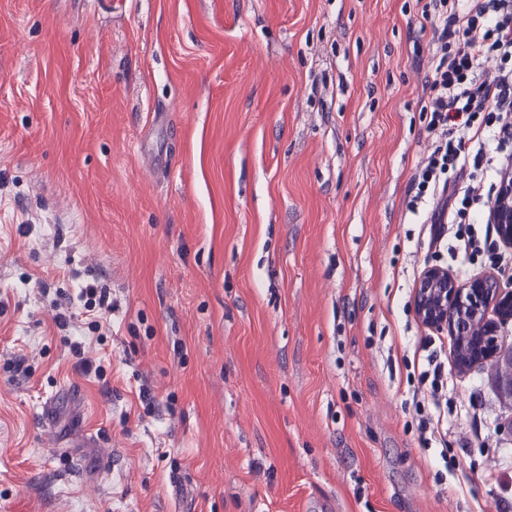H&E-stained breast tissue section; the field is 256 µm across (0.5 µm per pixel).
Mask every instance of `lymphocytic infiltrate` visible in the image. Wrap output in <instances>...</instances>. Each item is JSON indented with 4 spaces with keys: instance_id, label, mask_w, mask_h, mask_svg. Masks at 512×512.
Returning <instances> with one entry per match:
<instances>
[{
    "instance_id": "1",
    "label": "lymphocytic infiltrate",
    "mask_w": 512,
    "mask_h": 512,
    "mask_svg": "<svg viewBox=\"0 0 512 512\" xmlns=\"http://www.w3.org/2000/svg\"><path fill=\"white\" fill-rule=\"evenodd\" d=\"M432 28L428 130L435 141L411 179L408 210L424 214L429 243L452 255H488L512 277V249L495 236L512 187V0H425ZM410 404L419 441L447 459L448 363L442 343L421 337Z\"/></svg>"
}]
</instances>
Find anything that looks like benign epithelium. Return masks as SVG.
Returning a JSON list of instances; mask_svg holds the SVG:
<instances>
[{
	"label": "benign epithelium",
	"instance_id": "7a95c632",
	"mask_svg": "<svg viewBox=\"0 0 512 512\" xmlns=\"http://www.w3.org/2000/svg\"><path fill=\"white\" fill-rule=\"evenodd\" d=\"M493 302L498 315L506 319L512 316V290L504 288L497 278L482 276L460 284L448 270L430 267L416 289L414 309L419 321L429 328H449L455 336L478 330L464 364L512 363V347L499 345L496 325L486 319V310Z\"/></svg>",
	"mask_w": 512,
	"mask_h": 512
}]
</instances>
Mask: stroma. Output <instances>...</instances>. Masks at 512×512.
<instances>
[{
	"mask_svg": "<svg viewBox=\"0 0 512 512\" xmlns=\"http://www.w3.org/2000/svg\"><path fill=\"white\" fill-rule=\"evenodd\" d=\"M421 8L0 0V512H512L491 371L446 479L405 405L421 273L490 270L407 210ZM79 297L86 312L103 314L112 310V299L107 288H82Z\"/></svg>",
	"mask_w": 512,
	"mask_h": 512,
	"instance_id": "35a3bbf8",
	"label": "stroma"
}]
</instances>
